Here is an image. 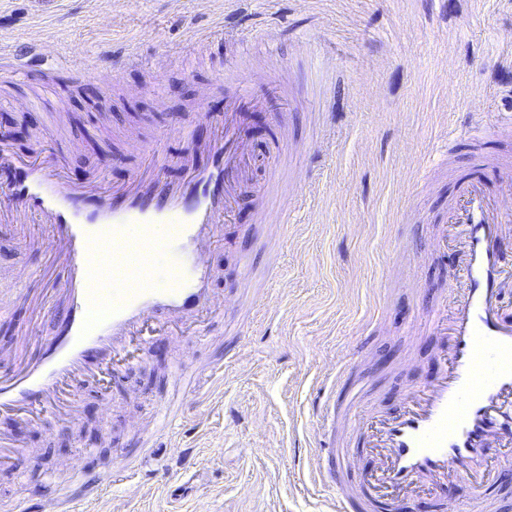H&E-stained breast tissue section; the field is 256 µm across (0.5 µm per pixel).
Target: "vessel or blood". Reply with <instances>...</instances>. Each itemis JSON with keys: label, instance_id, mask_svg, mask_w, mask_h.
Listing matches in <instances>:
<instances>
[{"label": "vessel or blood", "instance_id": "b4317fda", "mask_svg": "<svg viewBox=\"0 0 512 512\" xmlns=\"http://www.w3.org/2000/svg\"><path fill=\"white\" fill-rule=\"evenodd\" d=\"M68 68L67 60L38 45L11 73L27 78ZM249 102L247 91H240L223 113L213 115L214 136L187 149L181 158L186 176L178 183L165 177L168 159L157 143L134 134L127 147L146 167L109 189L97 178L72 183L60 163L26 158L0 145V224L12 225L20 237L33 220L51 224L45 251L54 261L53 291L64 301L52 313L54 333L41 338L38 354H30L26 335L0 351L8 363L0 373V421L38 425L61 409L78 419L80 388L122 370L129 345L222 311L206 256L232 221L237 188L247 173L249 147L240 115ZM510 131L512 116L495 114L475 134L487 142ZM131 240L141 271L130 273L124 287L99 288L102 248L122 249ZM434 242L438 251L453 246L459 255L446 296L423 318L440 344L441 372L409 391L402 409L389 417L354 402L348 413L337 412V388L354 384L347 367L332 372L330 388L311 407L318 457L348 469L359 447L379 460L369 477L334 484L331 512H392L423 477L431 478L435 492L445 479L468 483L474 493L460 502L458 512L489 508L479 493L512 446V321L502 317L500 307L512 282V268L504 262L512 251V210L479 178L464 175ZM161 253L168 262L162 282L153 274ZM10 275L20 290L11 301L0 300V310L11 303L32 305L26 289L36 274L19 265ZM343 419L354 447L336 444ZM1 462L20 473L27 470L14 435L2 430ZM21 509L74 512L75 504L57 496L23 501Z\"/></svg>", "mask_w": 512, "mask_h": 512}]
</instances>
